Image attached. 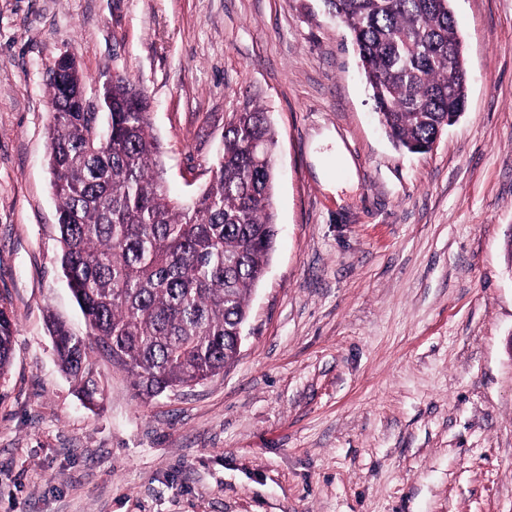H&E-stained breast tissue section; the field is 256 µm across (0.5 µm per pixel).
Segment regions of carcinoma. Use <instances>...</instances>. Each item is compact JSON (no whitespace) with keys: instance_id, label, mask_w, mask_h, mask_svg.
Listing matches in <instances>:
<instances>
[{"instance_id":"1","label":"carcinoma","mask_w":512,"mask_h":512,"mask_svg":"<svg viewBox=\"0 0 512 512\" xmlns=\"http://www.w3.org/2000/svg\"><path fill=\"white\" fill-rule=\"evenodd\" d=\"M452 0H323L356 45L379 121L411 153L434 141L448 111L465 110L468 75ZM80 70L48 75L49 165L58 200L61 267L89 327L62 322L51 337L62 370L92 401L89 367L107 350L137 394L159 396L211 380L234 361L249 297L274 249L275 145L266 113L235 112L209 182L190 201L162 184L150 102L126 76L103 111L83 112ZM16 321L0 305V378L11 365Z\"/></svg>"}]
</instances>
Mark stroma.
<instances>
[{
    "instance_id": "stroma-1",
    "label": "stroma",
    "mask_w": 512,
    "mask_h": 512,
    "mask_svg": "<svg viewBox=\"0 0 512 512\" xmlns=\"http://www.w3.org/2000/svg\"><path fill=\"white\" fill-rule=\"evenodd\" d=\"M465 112L394 148L322 0H0V512H512V0H453ZM144 89L161 178L190 196L232 113L275 133L279 234L235 362L154 398L103 348L84 404L47 79ZM344 152L356 176L336 168ZM16 330V321L12 312L4 306L0 305V378L11 365L12 361V344L14 333Z\"/></svg>"
}]
</instances>
